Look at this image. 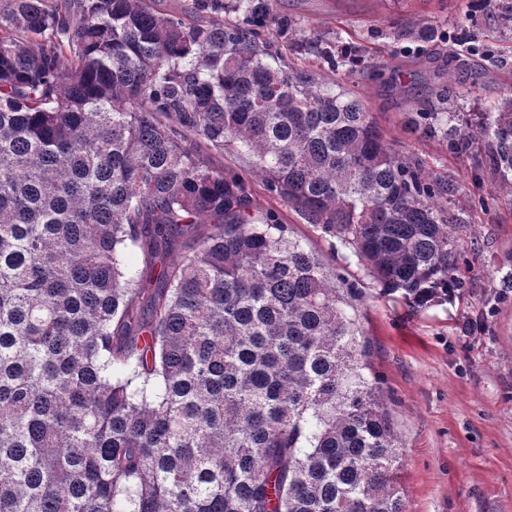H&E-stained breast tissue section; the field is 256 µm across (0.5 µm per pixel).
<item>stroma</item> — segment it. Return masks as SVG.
<instances>
[{
  "instance_id": "obj_1",
  "label": "stroma",
  "mask_w": 512,
  "mask_h": 512,
  "mask_svg": "<svg viewBox=\"0 0 512 512\" xmlns=\"http://www.w3.org/2000/svg\"><path fill=\"white\" fill-rule=\"evenodd\" d=\"M504 0L473 11L471 0H272L273 11L335 45V77L360 94L390 147L455 185L456 234L468 282L463 296L413 310L384 294L353 247L307 223L251 176L248 157L212 155L215 167L251 177L260 208L280 213L351 291L369 375L379 380L402 450L406 512H512V201L493 191L496 174L473 156L409 128V105L424 104L440 79L422 72L443 57L460 111L481 112L512 96V27L501 28ZM427 25L428 44L408 34Z\"/></svg>"
}]
</instances>
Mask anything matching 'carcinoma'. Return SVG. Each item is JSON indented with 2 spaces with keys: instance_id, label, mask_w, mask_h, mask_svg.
<instances>
[{
  "instance_id": "cac0c4a2",
  "label": "carcinoma",
  "mask_w": 512,
  "mask_h": 512,
  "mask_svg": "<svg viewBox=\"0 0 512 512\" xmlns=\"http://www.w3.org/2000/svg\"><path fill=\"white\" fill-rule=\"evenodd\" d=\"M154 2L0 0V512H406L356 319L209 155L252 158L414 309L466 287L454 188L270 0ZM435 98L407 124L487 141L512 199V98L473 123Z\"/></svg>"
}]
</instances>
